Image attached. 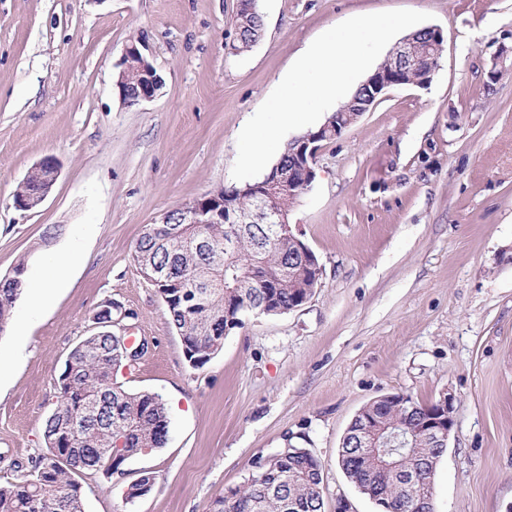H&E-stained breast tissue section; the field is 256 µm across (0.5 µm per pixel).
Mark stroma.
I'll list each match as a JSON object with an SVG mask.
<instances>
[{
	"instance_id": "1",
	"label": "stroma",
	"mask_w": 512,
	"mask_h": 512,
	"mask_svg": "<svg viewBox=\"0 0 512 512\" xmlns=\"http://www.w3.org/2000/svg\"><path fill=\"white\" fill-rule=\"evenodd\" d=\"M239 0H0V277L25 289L0 334V482L46 454L45 423L71 349L105 301L149 343L131 391L159 394L164 448L129 458L123 482L80 475L84 512H219L251 461L295 445L337 497L376 512L336 465L356 413L392 392L455 399L434 473V512H512V0H260L263 35L231 53ZM430 14L445 41L426 87L389 89L326 143L292 209L323 275L312 299L244 317L192 367L167 306L133 260L160 214L233 186L237 138L312 41L358 15ZM140 43L164 80L122 105L117 64ZM497 81H489L490 71ZM52 155L41 207L18 183ZM77 249L51 300L31 311L51 251ZM149 493L127 500L140 473ZM32 171H38L41 175V178L39 175L35 174L33 175L26 187L23 189L24 192L27 193H35L33 195H28L23 198H17L14 196V205L16 208L24 210V211H34L38 209L42 203L46 200L48 195L51 193L57 178L59 176V164L57 159L54 156H46L43 157L41 160L36 162L32 168L30 169L29 173ZM44 187L42 188L43 184ZM42 188V190L38 193Z\"/></svg>"
}]
</instances>
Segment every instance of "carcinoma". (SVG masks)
Here are the masks:
<instances>
[{"mask_svg":"<svg viewBox=\"0 0 512 512\" xmlns=\"http://www.w3.org/2000/svg\"><path fill=\"white\" fill-rule=\"evenodd\" d=\"M262 32L260 12L250 0H240L232 52L249 51ZM126 63L121 86L130 100L139 94L144 73L141 59L133 56ZM362 98L358 89L339 107L346 123L358 119ZM302 196L298 184L286 179L273 185V204L286 213ZM225 229L224 223L173 224L143 235L135 248L134 259L168 271V280L156 290L167 298L170 324L191 352L194 368L223 349L225 300L245 306V314H260L268 300L265 280L280 277L288 286L277 291L275 306L286 313L316 287L311 263L294 257L288 244L267 241L263 224L241 225L237 256L225 260ZM22 285L13 277L0 280V334L12 322ZM118 352L119 336L104 329L85 336L71 349L58 379L57 406L45 425L48 454L36 460L29 472L0 484V512H77L82 491L74 475L101 471L110 476L142 449L164 447L169 432L165 404L156 393L129 391L117 381L122 363ZM366 411L385 418L388 429L406 431L408 447L398 457L404 466L419 469V482L403 492L393 489L379 471L380 457L355 447L351 436L342 439L338 467L350 479L386 495L389 512H432V503L420 491L433 484V463L442 449L433 447L423 433L428 408L398 393ZM119 440L118 457L102 453L104 448L116 449ZM265 460L272 472L281 475L280 485L272 489L252 472L234 497L222 500V512H323L324 499L318 492L321 470L303 448H282ZM61 487L71 488L72 494L61 495Z\"/></svg>","mask_w":512,"mask_h":512,"instance_id":"cac0c4a2","label":"carcinoma"}]
</instances>
